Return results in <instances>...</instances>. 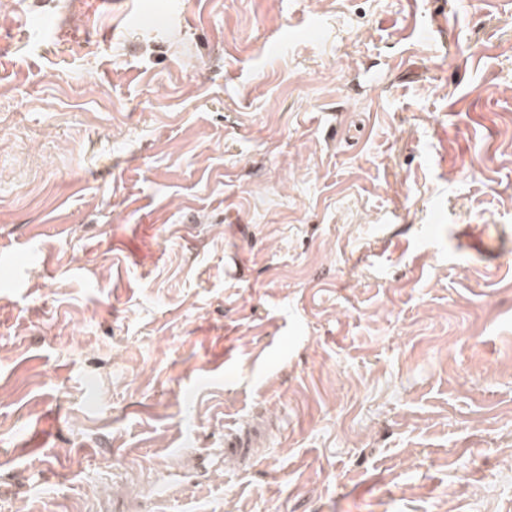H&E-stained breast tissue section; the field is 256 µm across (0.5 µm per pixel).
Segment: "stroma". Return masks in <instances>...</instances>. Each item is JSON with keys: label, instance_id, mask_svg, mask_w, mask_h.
Here are the masks:
<instances>
[{"label": "stroma", "instance_id": "1", "mask_svg": "<svg viewBox=\"0 0 512 512\" xmlns=\"http://www.w3.org/2000/svg\"><path fill=\"white\" fill-rule=\"evenodd\" d=\"M90 2L0 0V512H512V0Z\"/></svg>", "mask_w": 512, "mask_h": 512}]
</instances>
